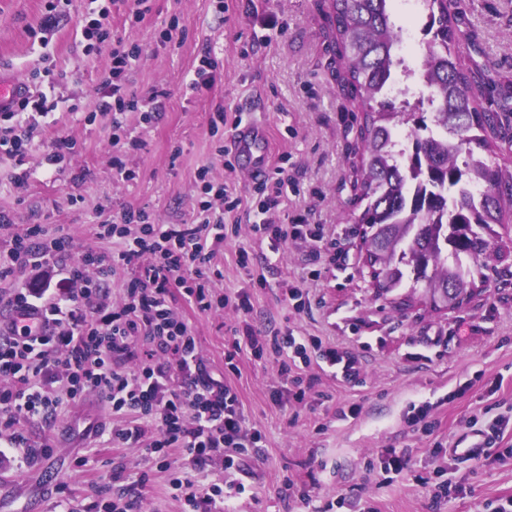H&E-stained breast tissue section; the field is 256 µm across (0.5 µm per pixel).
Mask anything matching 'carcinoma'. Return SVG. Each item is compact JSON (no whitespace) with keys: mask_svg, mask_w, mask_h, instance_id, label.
Wrapping results in <instances>:
<instances>
[{"mask_svg":"<svg viewBox=\"0 0 512 512\" xmlns=\"http://www.w3.org/2000/svg\"><path fill=\"white\" fill-rule=\"evenodd\" d=\"M390 0H329L345 84L361 112L358 180L364 263L382 294L409 287L435 309L482 292L502 259L496 224L512 210L503 154L507 112H484L465 69L448 0H423L427 53L421 68L397 53ZM427 85L430 108L408 110L388 93L397 75Z\"/></svg>","mask_w":512,"mask_h":512,"instance_id":"1","label":"carcinoma"}]
</instances>
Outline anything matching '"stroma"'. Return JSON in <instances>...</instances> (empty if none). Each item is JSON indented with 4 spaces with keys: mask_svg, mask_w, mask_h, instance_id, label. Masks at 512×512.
Returning <instances> with one entry per match:
<instances>
[{
    "mask_svg": "<svg viewBox=\"0 0 512 512\" xmlns=\"http://www.w3.org/2000/svg\"><path fill=\"white\" fill-rule=\"evenodd\" d=\"M149 0L150 11L132 22L124 5L72 0L66 14L45 28L47 0H0V70L30 78L34 66L50 69L56 97L66 106L31 148V175L24 191L11 183L12 159L0 157V210L16 231L64 227L76 249L96 245L97 224L128 209L148 208L160 223L190 221L196 175L209 169L224 177V159L210 133L216 106L265 125L271 166L285 165L296 190L281 206V221L308 213L324 227L321 242L287 245L271 254L250 235L230 237L214 260L225 294L248 291L249 313L224 309L184 315L198 339L208 373L230 384L244 414L262 433L257 453L228 473L215 461L199 473L207 486L235 480L246 491L233 498L234 512H494L512 496V430L496 450L501 461H452L449 448L471 428L486 429L512 417V257L499 263L483 293L456 309L436 311L422 300L399 308L404 290L381 295L373 288L361 252L362 225L351 220L353 165L358 160L360 112L342 82L325 0ZM111 8L112 37L85 51L77 33L92 5ZM462 40V62L473 73L488 112H512V0H449ZM276 21L264 28L263 19ZM177 21L179 36L163 42ZM137 43L143 54L126 72L138 96L166 91L157 122L126 116L141 149L124 161L135 171L124 182L112 175V115L95 106L109 77L112 50ZM219 62L212 88L189 95L186 85L203 49ZM95 113L86 122V113ZM71 150L70 163L53 173L40 167L52 146ZM255 254V274L266 285L251 287L237 264L239 250ZM319 270L310 280V270ZM305 293L295 308L288 285ZM250 325L258 336L292 330L323 344L352 348L362 362L358 382L344 383L318 366L304 369L303 403L274 404L271 392L287 385L282 356L242 354L228 367L225 351L235 328ZM499 382L496 394L487 384ZM430 404L433 428L412 424L416 407ZM357 417H343L350 405ZM107 405L93 393L63 403L57 417L67 431L35 465L0 459V512H95L133 478L149 473L141 512H183L168 473L139 448L105 447L99 432ZM393 448L409 460L400 474L384 472L377 459ZM450 483L449 497L432 490ZM311 505H304L303 496Z\"/></svg>",
    "mask_w": 512,
    "mask_h": 512,
    "instance_id": "1",
    "label": "stroma"
}]
</instances>
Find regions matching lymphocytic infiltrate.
Segmentation results:
<instances>
[{"instance_id":"lymphocytic-infiltrate-1","label":"lymphocytic infiltrate","mask_w":512,"mask_h":512,"mask_svg":"<svg viewBox=\"0 0 512 512\" xmlns=\"http://www.w3.org/2000/svg\"><path fill=\"white\" fill-rule=\"evenodd\" d=\"M143 52L134 43L112 51V80L96 109L112 115V144L119 153L112 170L133 180L121 158L138 150L140 139L130 137L125 115L139 113L143 123L160 117L163 92L141 98L123 79L131 60ZM55 97L32 91L17 110L0 113V154L15 159L16 189H26L29 171L24 163L27 145L39 131V121L54 112ZM225 178L216 181L207 170L197 174V217L186 224H161L144 208L122 213L119 222L98 225V246L75 251L64 230L48 233L41 224L15 232L7 213L0 212V234H9L0 248V282L28 278L5 303L9 314L0 326V429L9 432V445L24 451L34 463L48 449L31 442L25 425L53 422L63 400L98 393L119 423L107 439L108 447L140 448L160 469L169 471V485L177 498L192 508L224 501L219 486L205 487L196 479L216 452L235 448L247 452L262 435L251 425L237 392L214 381L204 370L200 347L182 309L199 312L227 307L250 311L248 293H216L213 261L226 235H239L240 224L225 225L226 216L239 211L236 168L225 161ZM283 167L253 186L249 224L251 234L267 240L273 250L291 241L322 240L319 225L298 215L291 223L276 220L288 191ZM124 276L120 306L109 307V290L116 276ZM37 315L40 329L20 324L22 316ZM282 355L281 372L288 377L286 392L271 399L303 403L306 390L298 366L319 362L336 369L341 381L359 379L361 362L347 347L323 346L289 331L273 330L261 343L251 327L235 331L227 360L244 352L262 357L265 347ZM317 349L310 359L309 349Z\"/></svg>"}]
</instances>
